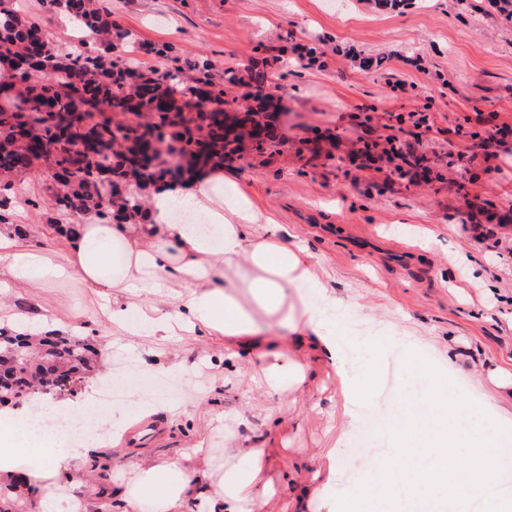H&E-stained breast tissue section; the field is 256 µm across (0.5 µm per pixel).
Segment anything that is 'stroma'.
<instances>
[{
    "label": "stroma",
    "mask_w": 512,
    "mask_h": 512,
    "mask_svg": "<svg viewBox=\"0 0 512 512\" xmlns=\"http://www.w3.org/2000/svg\"><path fill=\"white\" fill-rule=\"evenodd\" d=\"M469 3L464 11L457 0H403L397 7L375 0H107L113 19L137 41L172 45L182 61L208 63L217 79L233 70L238 82L230 95L245 92L254 69L282 75L274 92L279 154L249 149L225 159L224 189L288 225L335 276L336 333L348 354L364 355L380 373L346 433L339 378L320 362L306 388L264 400L270 417L253 418L255 438L273 430L287 443L272 451L280 494L267 512H282L300 490L297 473L325 464L328 448L339 450L336 479L316 490L311 512H333L366 479L374 448L390 445L391 418L417 401L419 390L408 383L411 360L438 366L472 404L470 423L478 427L492 423L481 401L493 389L489 370L512 373V154L500 155L492 171L476 158L467 181L448 165L451 145L466 144L477 130V111L512 121V19L488 0ZM296 43L316 48L321 64H295ZM398 81L406 91L394 90ZM407 112L432 115L423 149L437 180L343 164L358 136L377 138ZM359 115L370 116L369 128L357 127ZM51 184L41 166L17 176L10 193L11 221L24 225L25 242L36 247L55 245L46 231L56 218ZM32 199L41 200L40 209L29 207ZM481 207L498 222L483 241L465 226L469 211ZM90 299L73 280L14 300L34 318L63 302L86 309L78 334L100 353L93 370L55 389L50 403L97 400L101 376L137 366L147 379L162 374L153 367L154 345L111 335ZM175 352L180 368L162 375L176 385L164 399L178 412L128 418L121 434L106 432L105 458L81 495L96 498L103 483L124 489L132 463L192 454L201 440L211 455H223L224 435L210 420L239 408L251 374L228 372L219 343L189 338ZM372 414L381 421L375 446L354 452Z\"/></svg>",
    "instance_id": "stroma-1"
}]
</instances>
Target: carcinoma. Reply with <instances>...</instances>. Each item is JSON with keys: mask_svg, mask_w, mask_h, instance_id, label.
<instances>
[{"mask_svg": "<svg viewBox=\"0 0 512 512\" xmlns=\"http://www.w3.org/2000/svg\"><path fill=\"white\" fill-rule=\"evenodd\" d=\"M48 14L63 15L76 23L81 32L80 47L71 49L51 42L39 43L36 33L41 24L22 16L12 0H0V58L9 66L0 68V193L13 189V178L43 158L52 167H73V183L56 189L53 206L62 215L97 210L125 224L144 211L142 190L165 179L176 182L194 171V153L187 149L194 137L206 134L209 159L222 161L224 152L237 149L240 130L245 126L264 131L256 141L259 153L277 151L280 140L270 124L262 123L260 112L224 109V84L236 82V76L224 72L217 81L205 67H193L195 75H185L180 59L166 45L139 44V49L164 61V69H141L117 52L116 42L128 37L117 22L110 19L101 0H42ZM282 76L258 70L251 76L249 95L269 100L270 89L279 86ZM98 112L101 120L74 138L90 137L108 146L104 153L80 156L55 129L73 123V116ZM147 116L143 126L112 125L108 113ZM180 126L185 130V148L176 151L163 147L161 130ZM37 129V144L29 146L19 136ZM152 131L154 142L141 146L153 150L148 158V173H130L120 139L137 140L140 130ZM135 180H130L129 175ZM75 337L57 332L31 334L5 325L0 327V354L19 359L10 372V381L0 385V403L16 405L34 401L36 395H48L55 380L43 369L52 360L76 375L90 367L97 349L87 343L73 345Z\"/></svg>", "mask_w": 512, "mask_h": 512, "instance_id": "obj_1", "label": "carcinoma"}]
</instances>
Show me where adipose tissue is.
I'll use <instances>...</instances> for the list:
<instances>
[{
	"label": "adipose tissue",
	"mask_w": 512,
	"mask_h": 512,
	"mask_svg": "<svg viewBox=\"0 0 512 512\" xmlns=\"http://www.w3.org/2000/svg\"><path fill=\"white\" fill-rule=\"evenodd\" d=\"M286 225L252 206L224 201V173L215 168L164 184L148 200L140 224H110L92 212L78 218L58 248L25 243L11 225L0 227V319L15 320L11 299L19 290L50 282L79 281L100 303L113 333L164 345L187 336L221 340L224 358L252 370L257 390L272 396L300 389L312 376L311 359L324 361L340 379L345 401L370 395L371 362L350 361L339 346L332 314L336 292L312 253L291 243ZM411 376L425 387L419 403L395 427L392 448L374 454L367 481L339 512H387L396 485L412 489L418 512H466L483 490L506 479L497 464L507 449L500 435L467 427L468 403L434 382V369L416 362ZM90 403L27 410L15 429L13 408L0 409V480L16 474L21 456L36 450L42 465L29 475L47 512H70L52 497L62 463L83 465L112 415L88 420ZM253 411L219 414L232 443L222 462L193 468L179 459L138 466L122 498L124 512H265L277 495L266 444L241 435ZM86 424L87 442L63 441L60 420Z\"/></svg>",
	"instance_id": "1"
}]
</instances>
